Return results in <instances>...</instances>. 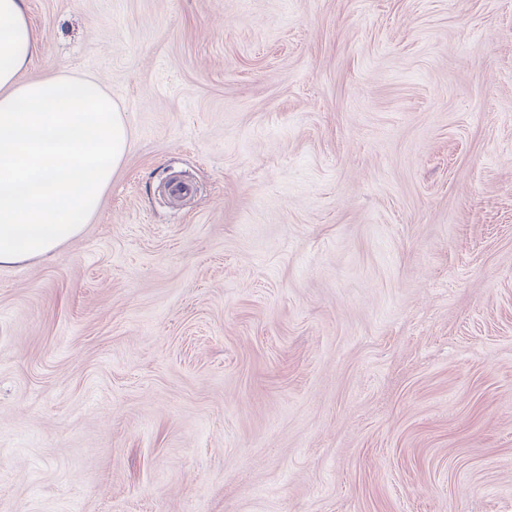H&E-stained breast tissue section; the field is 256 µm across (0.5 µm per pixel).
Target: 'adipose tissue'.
<instances>
[{"instance_id": "adipose-tissue-1", "label": "adipose tissue", "mask_w": 512, "mask_h": 512, "mask_svg": "<svg viewBox=\"0 0 512 512\" xmlns=\"http://www.w3.org/2000/svg\"><path fill=\"white\" fill-rule=\"evenodd\" d=\"M39 52L26 0H0V265L76 237L126 151L120 108L93 78L20 81Z\"/></svg>"}]
</instances>
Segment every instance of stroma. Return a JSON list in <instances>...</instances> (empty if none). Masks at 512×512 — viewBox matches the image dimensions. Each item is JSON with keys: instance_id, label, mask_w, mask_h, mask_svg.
Listing matches in <instances>:
<instances>
[{"instance_id": "stroma-1", "label": "stroma", "mask_w": 512, "mask_h": 512, "mask_svg": "<svg viewBox=\"0 0 512 512\" xmlns=\"http://www.w3.org/2000/svg\"><path fill=\"white\" fill-rule=\"evenodd\" d=\"M28 5L130 140L0 265V512H512V0Z\"/></svg>"}]
</instances>
